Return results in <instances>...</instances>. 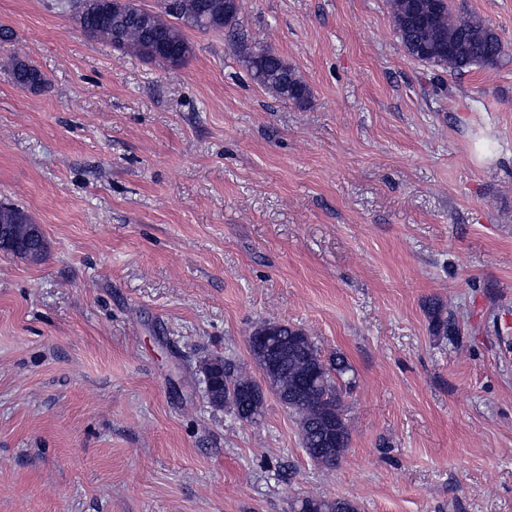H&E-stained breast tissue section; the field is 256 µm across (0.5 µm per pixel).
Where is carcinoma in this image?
<instances>
[{
    "label": "carcinoma",
    "mask_w": 512,
    "mask_h": 512,
    "mask_svg": "<svg viewBox=\"0 0 512 512\" xmlns=\"http://www.w3.org/2000/svg\"><path fill=\"white\" fill-rule=\"evenodd\" d=\"M226 0H173L165 3V11L155 13L136 3L116 0H79L75 23L85 34L115 45L120 51L155 61L170 69L184 67L193 55V47L183 27L203 31L231 29L237 25L242 0H231V16H226ZM396 31L407 53L416 61L452 72L474 65L494 66L505 54L497 34L476 14L455 13L449 0H392ZM243 62L254 81L263 89L296 104H304L311 95L310 87L282 57L257 45L241 46ZM12 82L21 89L38 90L46 86L45 74L32 64L17 59L10 67ZM0 224L13 228L16 255L26 252L32 262L46 257L48 246L43 233L32 234V219L21 207L0 205ZM433 334L453 339L459 335L455 319L442 303L427 306ZM269 322L256 325L249 337L252 359L262 365L260 334ZM350 371L345 357L336 354L324 359L312 339L303 347L290 351L273 374V393L290 396L302 392L301 399L288 406L297 417L302 448L307 456L323 468L335 467L349 444V433L341 414L340 381ZM258 384L243 369L230 362L223 364L217 377V395L209 396L213 405L231 409L242 416L246 408L239 398L240 390ZM291 512H359L355 501L345 498H323L307 495L291 503Z\"/></svg>",
    "instance_id": "1"
}]
</instances>
